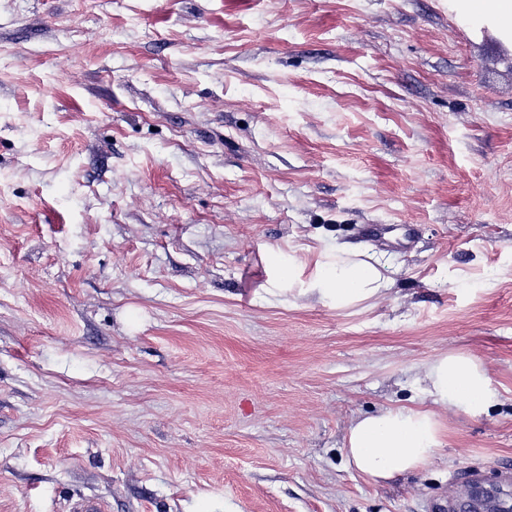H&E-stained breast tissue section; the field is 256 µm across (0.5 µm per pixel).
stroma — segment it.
Here are the masks:
<instances>
[{
	"label": "stroma",
	"mask_w": 512,
	"mask_h": 512,
	"mask_svg": "<svg viewBox=\"0 0 512 512\" xmlns=\"http://www.w3.org/2000/svg\"><path fill=\"white\" fill-rule=\"evenodd\" d=\"M336 249L388 289L309 292ZM449 353L486 414L422 391ZM397 407L442 444L375 482L346 432ZM468 475L512 496V32L448 0H0V512H448ZM433 402L479 417L497 400L483 366L465 355H447L429 363L423 374Z\"/></svg>",
	"instance_id": "obj_1"
}]
</instances>
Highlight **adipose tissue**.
I'll use <instances>...</instances> for the list:
<instances>
[{
	"instance_id": "adipose-tissue-1",
	"label": "adipose tissue",
	"mask_w": 512,
	"mask_h": 512,
	"mask_svg": "<svg viewBox=\"0 0 512 512\" xmlns=\"http://www.w3.org/2000/svg\"><path fill=\"white\" fill-rule=\"evenodd\" d=\"M386 286L376 266L342 250L327 255L312 283L320 298L340 308L377 297ZM423 380L435 404L473 418L487 413L497 400L483 366L465 355H447L429 363ZM439 445V423L433 412L389 408L351 424L344 455L357 471L379 482L423 468Z\"/></svg>"
}]
</instances>
